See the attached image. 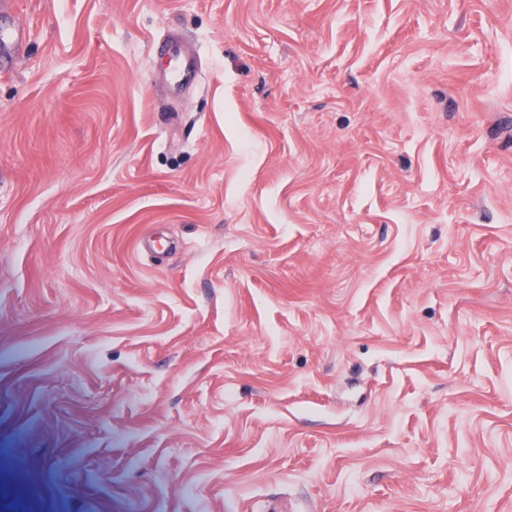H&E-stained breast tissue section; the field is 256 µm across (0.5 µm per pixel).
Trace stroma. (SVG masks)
<instances>
[{
    "label": "stroma",
    "instance_id": "35a3bbf8",
    "mask_svg": "<svg viewBox=\"0 0 512 512\" xmlns=\"http://www.w3.org/2000/svg\"><path fill=\"white\" fill-rule=\"evenodd\" d=\"M13 26L0 512H512V0Z\"/></svg>",
    "mask_w": 512,
    "mask_h": 512
}]
</instances>
